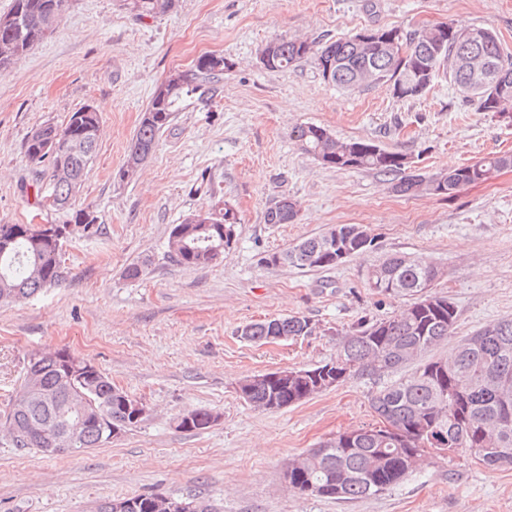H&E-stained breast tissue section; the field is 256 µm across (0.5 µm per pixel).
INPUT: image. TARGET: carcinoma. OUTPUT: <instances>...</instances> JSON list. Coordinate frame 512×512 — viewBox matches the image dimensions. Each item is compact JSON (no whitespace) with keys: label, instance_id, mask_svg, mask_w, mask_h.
<instances>
[{"label":"carcinoma","instance_id":"carcinoma-1","mask_svg":"<svg viewBox=\"0 0 512 512\" xmlns=\"http://www.w3.org/2000/svg\"><path fill=\"white\" fill-rule=\"evenodd\" d=\"M71 0H13L7 13L0 15V75L6 74L37 43L52 33L69 9ZM136 16L154 17L170 11L175 0H123ZM446 28V36L435 39L431 28L404 31L388 29L409 49L401 60L375 46H363L355 36L320 43L312 40L274 42L272 71L286 70L304 59H312L319 74L332 64L329 83L352 91L362 87L357 74L374 68V81L388 86L398 98H416L409 88L422 81L425 71L433 81L444 77L466 98L477 101L478 109L495 112L499 102L512 107V56L504 50L495 33L485 27H473V41L462 42L456 33L465 26L454 21L440 22L434 28ZM231 66L224 57L212 62L205 56L195 71L182 73L181 81L166 97L153 94L129 145L126 161L146 162L158 135L174 119L180 99L191 92L194 80H214ZM99 118L96 110L84 106L71 113L65 126L51 124L32 129L24 142L27 160L34 165L48 163L49 191L64 201L62 209L73 211V221L85 225L89 233L94 225L86 222L88 212L74 209L66 184L56 179L59 163L85 178L96 157ZM326 128L299 124L291 138L301 150L322 164L336 169L371 170L384 176L398 175L410 168L407 156L388 151L365 140L341 141L324 137ZM78 136L89 143L88 150L73 155L60 149L55 156L43 153V142L53 136ZM512 167V155L484 158L450 172L431 176L406 175L394 189L402 194L425 192L451 196L463 185L478 183L497 169ZM207 224H175L170 234L180 233L182 246L173 255L185 267L211 264L224 253L223 226H237V213L221 198H213L205 211ZM298 210L276 201L264 214L267 224H293ZM359 224H339L338 238L324 233L263 257L266 265H289L297 269L332 268L340 263L339 251L352 256L373 246L367 238H358ZM59 225L35 228L27 224H0V289L7 288L13 301L28 299L46 288L60 286L67 278L64 254L69 239L58 233ZM440 268L421 256L393 254L375 266L368 275L369 287L379 294L402 293L414 297L404 311L391 319L362 320L340 333L336 360L305 369V375L287 385L266 378H244L241 397L262 409H281L301 402L322 391L310 373L323 371L347 373V378H378L402 371L404 374L382 387L371 399L377 416L393 421L397 433L384 439L370 426L351 430V441L342 442L341 434L307 451L303 465L288 471V485L302 493L334 499H360L381 494L415 472L424 461L422 444L435 441L444 447L476 448V460L488 468L512 465V320L488 325L465 338L452 355L428 358L426 354L448 339L457 319L456 308L448 297L431 291L440 277ZM315 324L305 316H288L245 325L241 336L254 343H266L271 336L296 339L310 336ZM78 357L66 349L30 357L26 373L39 383L43 399L18 403L19 389L10 407L0 419L17 448L56 454L75 450L65 435L66 429L82 425L77 447L82 451L110 442L112 430L124 431L139 420L126 404L128 394L112 385L96 367L86 369ZM88 396L83 412L74 411L69 399L79 393ZM220 416L195 409L177 420V428L203 430L218 422Z\"/></svg>","mask_w":512,"mask_h":512}]
</instances>
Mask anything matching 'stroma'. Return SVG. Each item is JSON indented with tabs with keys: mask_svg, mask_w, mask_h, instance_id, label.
<instances>
[{
	"mask_svg": "<svg viewBox=\"0 0 512 512\" xmlns=\"http://www.w3.org/2000/svg\"><path fill=\"white\" fill-rule=\"evenodd\" d=\"M455 20L492 28L512 54V0H175L140 18L121 0H73L56 29L0 75V224L69 222L41 209L44 169L30 165L24 138L45 123L65 126L89 105L99 115L98 153L77 195L98 231L69 242L67 280L0 305V412L25 377L28 357L65 348L91 359L113 385L147 403L142 422L99 448L45 455L0 433V512H90L112 498L163 493L204 497L223 512H512V466L490 469L468 454L428 456L392 489L362 499L307 496L289 488V459L336 433L374 423L381 381L352 378L302 403L262 411L236 390L248 376L335 359L337 334L362 317L388 319L408 296L378 294L369 271L392 254L439 264L438 293L457 310L435 348L446 356L465 336L512 319V167L452 196L404 195L392 177L326 167L290 139L312 123L338 139L369 140L406 154L430 175L492 155H512V125L479 111L446 80L423 96L387 86L348 92L304 60L265 69L276 39L336 40L366 28L414 30ZM213 54L232 68L186 98L152 155L129 181L115 179L152 94L168 75ZM229 202L236 244L212 264L186 268L170 257L169 232L212 197ZM288 197L292 224L264 213ZM336 224L363 225L372 249L318 270L262 264ZM145 262L144 275L124 268ZM305 316L313 335L252 343L248 323ZM195 409L219 414L200 432L176 427Z\"/></svg>",
	"mask_w": 512,
	"mask_h": 512,
	"instance_id": "stroma-1",
	"label": "stroma"
}]
</instances>
